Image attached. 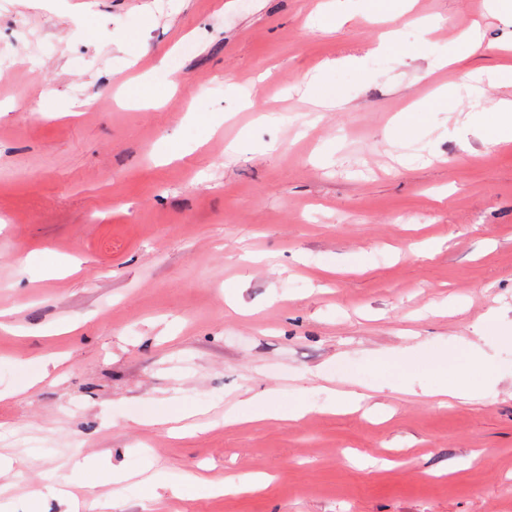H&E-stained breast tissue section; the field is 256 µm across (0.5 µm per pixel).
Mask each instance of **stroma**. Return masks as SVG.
I'll return each mask as SVG.
<instances>
[{"label":"stroma","instance_id":"obj_1","mask_svg":"<svg viewBox=\"0 0 512 512\" xmlns=\"http://www.w3.org/2000/svg\"><path fill=\"white\" fill-rule=\"evenodd\" d=\"M321 2L0 0V512H512V19Z\"/></svg>","mask_w":512,"mask_h":512}]
</instances>
